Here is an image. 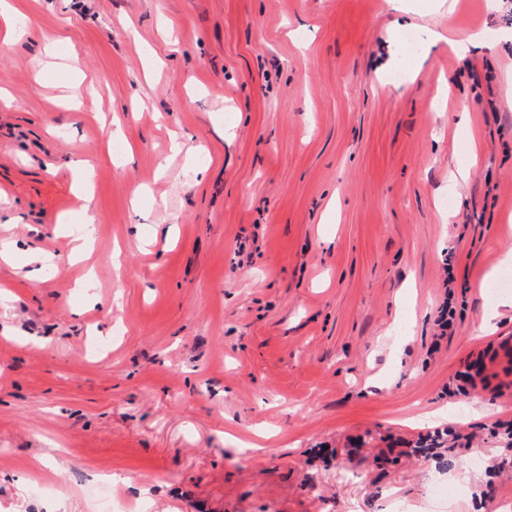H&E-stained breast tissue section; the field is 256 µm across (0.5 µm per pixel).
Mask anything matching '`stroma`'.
Segmentation results:
<instances>
[{"mask_svg": "<svg viewBox=\"0 0 512 512\" xmlns=\"http://www.w3.org/2000/svg\"><path fill=\"white\" fill-rule=\"evenodd\" d=\"M12 3L0 239L57 268L0 261V512H98L81 481L118 477L132 512H512V287L474 289L512 251V0ZM443 415L450 469L406 452ZM66 166L72 171L78 197L89 202L91 196V170L81 159H68Z\"/></svg>", "mask_w": 512, "mask_h": 512, "instance_id": "1", "label": "stroma"}]
</instances>
